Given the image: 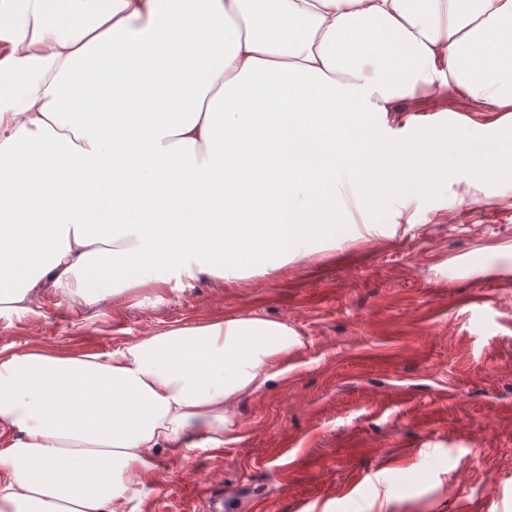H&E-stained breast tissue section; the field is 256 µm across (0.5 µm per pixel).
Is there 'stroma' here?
I'll return each mask as SVG.
<instances>
[{
  "label": "stroma",
  "instance_id": "1",
  "mask_svg": "<svg viewBox=\"0 0 512 512\" xmlns=\"http://www.w3.org/2000/svg\"><path fill=\"white\" fill-rule=\"evenodd\" d=\"M376 144L427 130L512 148V123L463 91L420 92L374 118ZM273 276L131 288L87 305L52 291L0 313V352L108 355L139 338L230 317L302 341L285 373L231 407L235 440L156 450L137 512H512V166L336 216Z\"/></svg>",
  "mask_w": 512,
  "mask_h": 512
}]
</instances>
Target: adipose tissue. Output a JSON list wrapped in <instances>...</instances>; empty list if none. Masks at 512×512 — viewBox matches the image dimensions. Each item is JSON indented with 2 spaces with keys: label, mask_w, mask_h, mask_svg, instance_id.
Instances as JSON below:
<instances>
[{
  "label": "adipose tissue",
  "mask_w": 512,
  "mask_h": 512,
  "mask_svg": "<svg viewBox=\"0 0 512 512\" xmlns=\"http://www.w3.org/2000/svg\"><path fill=\"white\" fill-rule=\"evenodd\" d=\"M445 88L512 112V0H0V313L278 270L335 238L349 184L481 182L464 137L379 162L370 117ZM292 348L238 317L0 355V512H128L153 450L234 434Z\"/></svg>",
  "instance_id": "obj_1"
}]
</instances>
